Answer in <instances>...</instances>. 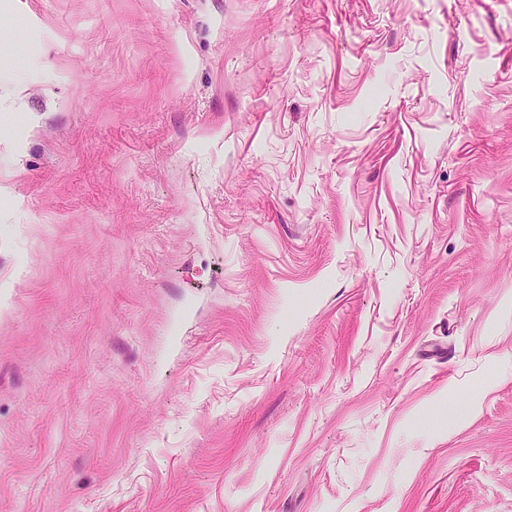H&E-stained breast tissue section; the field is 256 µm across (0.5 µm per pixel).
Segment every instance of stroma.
Here are the masks:
<instances>
[{
  "instance_id": "obj_1",
  "label": "stroma",
  "mask_w": 512,
  "mask_h": 512,
  "mask_svg": "<svg viewBox=\"0 0 512 512\" xmlns=\"http://www.w3.org/2000/svg\"><path fill=\"white\" fill-rule=\"evenodd\" d=\"M0 512H512V0H0Z\"/></svg>"
}]
</instances>
